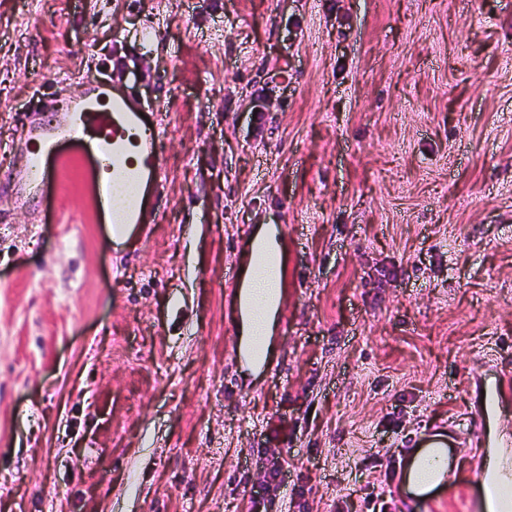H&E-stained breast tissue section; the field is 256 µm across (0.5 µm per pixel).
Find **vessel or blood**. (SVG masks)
<instances>
[{
  "label": "vessel or blood",
  "instance_id": "vessel-or-blood-1",
  "mask_svg": "<svg viewBox=\"0 0 512 512\" xmlns=\"http://www.w3.org/2000/svg\"><path fill=\"white\" fill-rule=\"evenodd\" d=\"M62 113L57 125L32 124L25 130V165L12 178L16 194L66 191L61 177L75 169L95 207L111 203L114 225L156 223L152 201L165 182L157 112L135 102L130 91L89 76L83 94L69 100ZM115 178L132 188L120 202L112 199Z\"/></svg>",
  "mask_w": 512,
  "mask_h": 512
}]
</instances>
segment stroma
Listing matches in <instances>:
<instances>
[{
  "instance_id": "35a3bbf8",
  "label": "stroma",
  "mask_w": 512,
  "mask_h": 512,
  "mask_svg": "<svg viewBox=\"0 0 512 512\" xmlns=\"http://www.w3.org/2000/svg\"><path fill=\"white\" fill-rule=\"evenodd\" d=\"M155 27L157 37L144 33ZM104 73L156 107V224L0 182V512H468L512 453V0H0V174ZM279 230L266 366L238 350ZM457 439L446 485L406 456ZM278 475H271L272 464ZM249 261L241 285L239 298L243 312L241 314L240 349L249 350L255 340L256 352L260 351L261 360L272 353L270 338L274 332L278 312V284L283 283L285 274L284 250L279 239L277 228L268 224L261 227L249 243ZM260 256L268 258V272L266 279L258 274L257 260ZM439 437L442 436H435L433 439L427 440L429 441H439L444 446L443 448H421L412 458L409 470L414 475V480H409L408 487L416 494H423L425 492H428L432 489H434L436 486H438V482H432L429 478L428 472L423 469V465L421 463L422 458H424L429 452H431L434 449H447V463H448V443ZM423 469V470H422Z\"/></svg>"
}]
</instances>
